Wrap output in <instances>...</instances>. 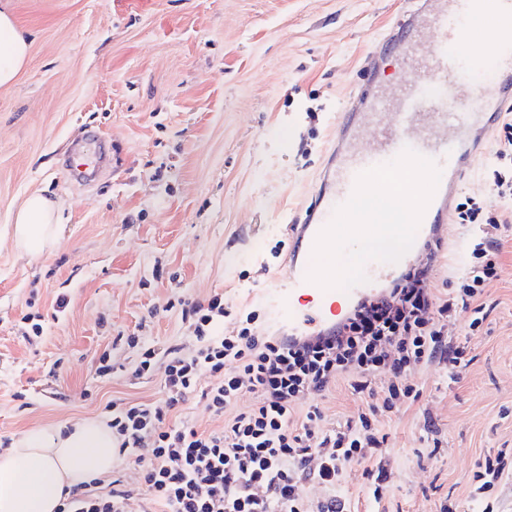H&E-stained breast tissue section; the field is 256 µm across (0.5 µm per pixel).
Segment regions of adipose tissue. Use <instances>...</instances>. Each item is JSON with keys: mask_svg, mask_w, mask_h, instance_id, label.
<instances>
[{"mask_svg": "<svg viewBox=\"0 0 512 512\" xmlns=\"http://www.w3.org/2000/svg\"><path fill=\"white\" fill-rule=\"evenodd\" d=\"M29 46L10 0H0V87L14 83ZM60 231L56 203L39 194L14 217V245L31 255L51 248ZM115 458L111 428L92 419L27 431L0 452V512H58L64 488L109 474Z\"/></svg>", "mask_w": 512, "mask_h": 512, "instance_id": "ef3b65f1", "label": "adipose tissue"}]
</instances>
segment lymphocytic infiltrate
<instances>
[{"mask_svg": "<svg viewBox=\"0 0 512 512\" xmlns=\"http://www.w3.org/2000/svg\"><path fill=\"white\" fill-rule=\"evenodd\" d=\"M456 212L461 223L484 230L469 243L475 264L446 293L430 287L432 271L445 257L436 239L400 278L356 302L324 335L292 340L270 333L259 310L247 308L235 315L233 330H221L231 313L217 293L180 302L192 333L191 352L128 337L138 351L133 377L160 373L166 396L162 408L122 399L105 407L118 456L135 452L145 463L147 512H337L333 498L310 509L301 483L343 486L351 464L362 466L369 500L381 501L388 479L381 420L419 399L413 376L420 363H446L453 378L469 365L467 343L449 339L447 325L466 309L474 313L471 328L483 324L481 299L498 277V233L512 223L473 198ZM382 372L387 380H379ZM205 373L212 382L202 389L198 381ZM341 380L366 399L345 425H327L316 404L296 411L299 394L321 397ZM244 392L255 399L245 410L236 406ZM195 394L221 427L200 431L170 422V412ZM131 495L120 481L94 479L71 488L59 512H126Z\"/></svg>", "mask_w": 512, "mask_h": 512, "instance_id": "1", "label": "lymphocytic infiltrate"}]
</instances>
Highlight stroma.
I'll return each instance as SVG.
<instances>
[{"instance_id": "obj_1", "label": "stroma", "mask_w": 512, "mask_h": 512, "mask_svg": "<svg viewBox=\"0 0 512 512\" xmlns=\"http://www.w3.org/2000/svg\"><path fill=\"white\" fill-rule=\"evenodd\" d=\"M12 5L32 42L15 85L0 88V444L104 419L116 399L164 406L159 375L132 377L126 336L191 350L178 299L220 293L239 307L277 280L367 52L405 11L404 0ZM91 129L108 160L70 183L74 142ZM35 192L59 202L64 229L31 257L11 224ZM498 260L487 328L471 332L468 310L448 322L469 366L453 381L445 364H420L418 401L381 425L378 512H512V475L487 499L471 491L485 456L512 449V235ZM105 352L113 371L101 377ZM315 402L333 425L360 404L344 381Z\"/></svg>"}]
</instances>
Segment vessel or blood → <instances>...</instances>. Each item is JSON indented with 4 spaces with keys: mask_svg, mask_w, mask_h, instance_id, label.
<instances>
[{
    "mask_svg": "<svg viewBox=\"0 0 512 512\" xmlns=\"http://www.w3.org/2000/svg\"><path fill=\"white\" fill-rule=\"evenodd\" d=\"M488 11L504 27L492 49L494 72L477 80L469 74L463 48L472 37L474 20ZM406 16L400 28L388 29L378 40L379 45L396 50L403 80L389 85L371 77L358 87L336 123L331 177L316 190L314 204L302 222L293 227L285 280L260 292L272 327L290 336L304 338L331 330L344 305L377 294L380 286L397 279L414 262L409 253L395 263L367 262L366 282L341 292L308 281L316 237L331 222L336 207L348 200L358 175L394 159L407 146L431 158L442 177L418 231L441 232L451 212L452 192L483 154L487 130L512 109V0H415ZM429 28L435 31V39L425 38ZM433 83L455 97H474V111L442 109L429 94ZM379 109L386 112L385 123L372 142L361 143V125L369 111ZM89 141L95 159L77 164L70 180L89 179L92 170L106 160L101 138L93 134Z\"/></svg>",
    "mask_w": 512,
    "mask_h": 512,
    "instance_id": "1",
    "label": "vessel or blood"
}]
</instances>
